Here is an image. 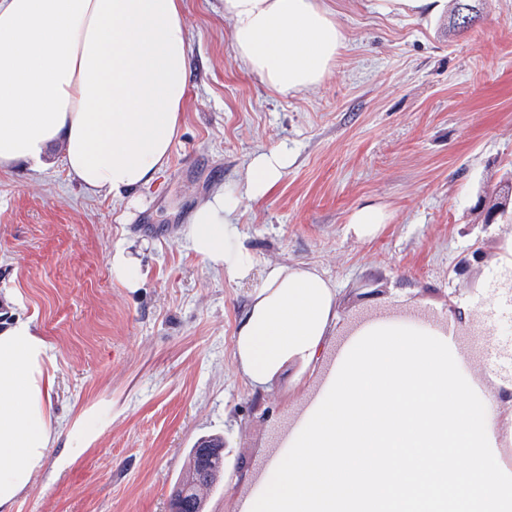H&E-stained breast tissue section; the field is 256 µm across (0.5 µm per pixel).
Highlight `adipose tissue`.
<instances>
[{"label":"adipose tissue","mask_w":512,"mask_h":512,"mask_svg":"<svg viewBox=\"0 0 512 512\" xmlns=\"http://www.w3.org/2000/svg\"><path fill=\"white\" fill-rule=\"evenodd\" d=\"M224 17L239 62L283 95L320 83L343 44L325 0H224ZM187 46L183 0H0V171L40 166L58 144L87 193L150 185L182 120ZM289 162L284 145L260 153L242 191L202 203L190 250L248 278L235 215ZM336 320V288L319 270L267 267L233 338L239 374L263 391L285 366H316ZM499 387L465 371L447 330L365 320L242 512H512V469L499 461L512 409L497 406ZM55 394L53 348L33 320L0 326V512H13L54 441Z\"/></svg>","instance_id":"ef3b65f1"}]
</instances>
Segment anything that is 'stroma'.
Returning a JSON list of instances; mask_svg holds the SVG:
<instances>
[{"mask_svg":"<svg viewBox=\"0 0 512 512\" xmlns=\"http://www.w3.org/2000/svg\"><path fill=\"white\" fill-rule=\"evenodd\" d=\"M326 2L345 36L336 62L316 87L282 95L236 59L224 0H184L188 95L149 186L90 195L57 156L0 172V322L32 319L57 376L59 439L14 512H168L190 448L209 435L225 440L239 486L233 498L203 489L204 510L239 512L336 350L327 344L303 384L293 366L264 392L243 382L233 336L270 264L311 265L336 286L340 336L384 315L445 325L462 304L468 373L512 381V274L498 260L512 225V0H480L481 20L461 33L446 11ZM281 143L286 173L239 213L253 273L227 279L188 248L190 218ZM480 194L503 203L495 224L475 210ZM368 203L389 219L361 241L347 224ZM120 243L140 288L112 274Z\"/></svg>","mask_w":512,"mask_h":512,"instance_id":"obj_1","label":"stroma"}]
</instances>
